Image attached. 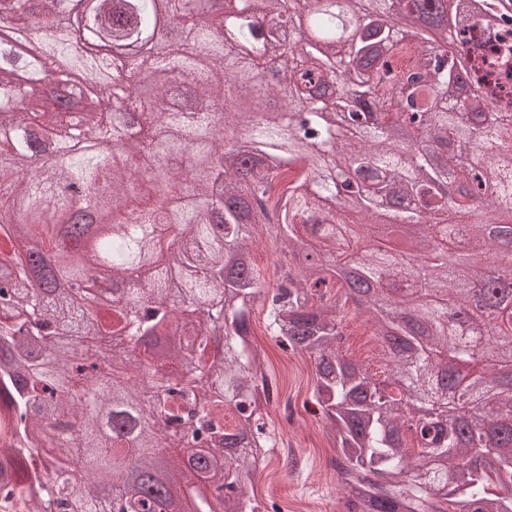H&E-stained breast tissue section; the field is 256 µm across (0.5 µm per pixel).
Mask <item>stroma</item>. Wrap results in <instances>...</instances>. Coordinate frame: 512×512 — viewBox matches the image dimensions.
I'll list each match as a JSON object with an SVG mask.
<instances>
[{"instance_id": "stroma-1", "label": "stroma", "mask_w": 512, "mask_h": 512, "mask_svg": "<svg viewBox=\"0 0 512 512\" xmlns=\"http://www.w3.org/2000/svg\"><path fill=\"white\" fill-rule=\"evenodd\" d=\"M344 312L347 338L343 354L362 361L377 379H385L377 337L365 318L356 316L354 303H346ZM266 325V310L255 308L251 327L253 340L264 354L262 367L276 381L279 392L294 397L299 405L300 416L294 425L274 426L278 442L292 444L299 463L290 467L284 456L272 453L254 475L253 492L268 507L295 498L306 502V512H323L338 503L341 481L331 466L336 450L325 434L322 415L312 410L315 375L310 364L298 363L296 354L277 346Z\"/></svg>"}]
</instances>
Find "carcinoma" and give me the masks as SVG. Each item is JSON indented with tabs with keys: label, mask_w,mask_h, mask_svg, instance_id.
<instances>
[{
	"label": "carcinoma",
	"mask_w": 512,
	"mask_h": 512,
	"mask_svg": "<svg viewBox=\"0 0 512 512\" xmlns=\"http://www.w3.org/2000/svg\"><path fill=\"white\" fill-rule=\"evenodd\" d=\"M56 0H0V31H35L25 67L65 92L80 81L114 97L111 126L79 120L37 87L16 90V57L0 39V454L24 478L38 456L47 480L32 512H99L87 481L105 485L118 512H263L248 482L275 447L259 398L270 396L250 315L268 311L276 343L314 364L313 399L337 448L345 512H512V291L490 288L474 255L512 263V112L472 77L484 44L462 28L491 26L472 0H172L185 14L173 44L111 60L75 61ZM453 54L435 46L448 14ZM306 17L291 40L257 16ZM155 0H96L95 38L117 47L155 32ZM351 25L354 38L341 42ZM52 27L51 39L38 33ZM287 54L294 66L265 73ZM347 72L336 81V65ZM112 68L126 84L99 82ZM125 138L118 152L101 143ZM235 148L224 150L228 138ZM62 161L29 175L27 158ZM288 172V192L273 183ZM77 182L85 212L61 192ZM491 208L495 234L476 221ZM391 226L385 252L357 258L379 299L369 308L388 376L342 354L352 298L349 251ZM288 247L276 288L251 260L264 227ZM440 240L456 259L406 264L400 246ZM105 267L82 306L60 288L84 264ZM142 267L148 287L125 288ZM428 328L400 355L393 304ZM107 336L132 346L173 344L146 362L110 357L86 372ZM440 350L481 365L461 391L437 382ZM149 416L160 420L142 427ZM192 430L188 451L159 458L169 432Z\"/></svg>",
	"instance_id": "cac0c4a2"
}]
</instances>
